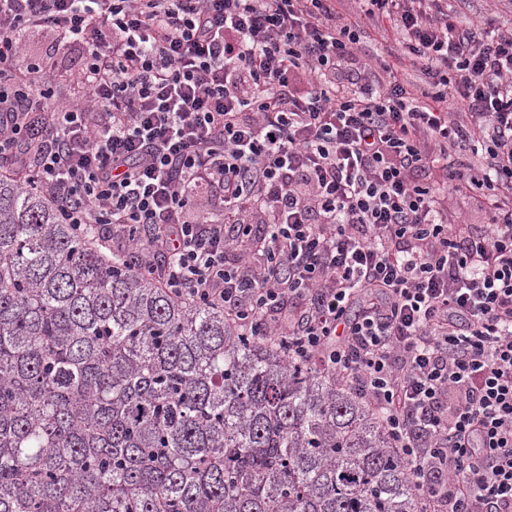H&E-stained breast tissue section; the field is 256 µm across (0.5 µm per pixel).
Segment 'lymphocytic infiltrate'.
<instances>
[{
    "label": "lymphocytic infiltrate",
    "instance_id": "f902f5d3",
    "mask_svg": "<svg viewBox=\"0 0 512 512\" xmlns=\"http://www.w3.org/2000/svg\"><path fill=\"white\" fill-rule=\"evenodd\" d=\"M340 2L0 0V167L174 298L352 384L425 512H512V29ZM383 21L418 82L359 56ZM75 47L64 99L42 74ZM452 194L485 223H449Z\"/></svg>",
    "mask_w": 512,
    "mask_h": 512
}]
</instances>
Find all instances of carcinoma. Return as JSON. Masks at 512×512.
<instances>
[{
	"label": "carcinoma",
	"mask_w": 512,
	"mask_h": 512,
	"mask_svg": "<svg viewBox=\"0 0 512 512\" xmlns=\"http://www.w3.org/2000/svg\"><path fill=\"white\" fill-rule=\"evenodd\" d=\"M0 512H421L354 390L0 175Z\"/></svg>",
	"instance_id": "cac0c4a2"
}]
</instances>
